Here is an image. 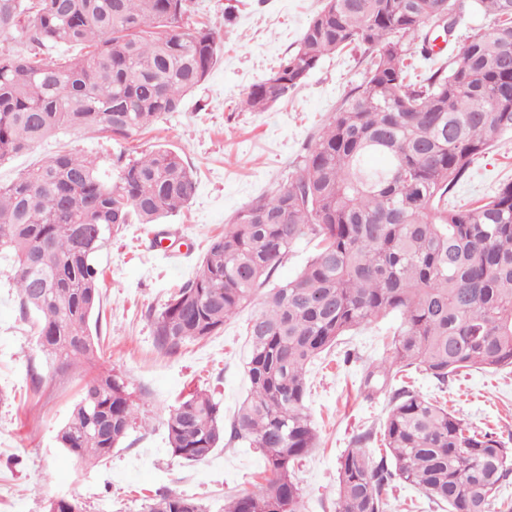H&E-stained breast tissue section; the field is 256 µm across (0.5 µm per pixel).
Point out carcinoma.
Masks as SVG:
<instances>
[{
  "label": "carcinoma",
  "instance_id": "cac0c4a2",
  "mask_svg": "<svg viewBox=\"0 0 512 512\" xmlns=\"http://www.w3.org/2000/svg\"><path fill=\"white\" fill-rule=\"evenodd\" d=\"M452 35L469 9L496 19L468 37L453 62L412 79L407 39L435 26L439 5ZM194 0H0V38L22 32L31 56L0 52V162L62 130L126 139L181 110L219 58L216 32L189 28ZM356 45L369 71L318 133L295 178L225 225L154 317L157 345L174 352L211 336L241 306L249 393L230 439L265 458L262 481L224 512H299L295 464L318 445L305 411L306 366L350 330L393 312L402 323L391 356L368 362L367 396L406 370L444 384L463 370L512 367V181L487 202L448 208V193L475 156L512 133V0H323L299 47L247 92L263 112L300 86L329 53ZM84 45L85 56L38 58L47 47ZM377 157L380 162L371 163ZM196 193L183 158L157 148L140 158L58 153L0 183V252L22 313L37 315L39 346L58 368L95 365L90 321L100 304L98 254L124 224H156ZM316 252L292 279L261 294L303 238ZM383 425L385 455L348 448L337 467V512H386L395 479L448 512H490L512 477V448L406 385ZM124 380L86 381L60 448L100 461L126 437ZM172 455L201 462L224 441V416L205 393L166 420ZM147 512H203L173 491Z\"/></svg>",
  "mask_w": 512,
  "mask_h": 512
}]
</instances>
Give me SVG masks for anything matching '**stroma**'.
<instances>
[{
  "label": "stroma",
  "instance_id": "obj_1",
  "mask_svg": "<svg viewBox=\"0 0 512 512\" xmlns=\"http://www.w3.org/2000/svg\"><path fill=\"white\" fill-rule=\"evenodd\" d=\"M321 3L195 0L190 26L218 31L221 50L208 79L185 97L181 111L117 142L94 132L65 131L0 163V183H7L63 150L112 160L125 150L161 145L179 152L197 181L194 198L179 214L155 227L123 225L98 255L102 296L95 366L62 372L40 350L34 315L19 311L12 259L0 255V512H47L61 497L78 500L83 512H146L153 498L169 490L200 501L206 512H224L227 494L249 491L263 477V456L240 442L225 444L198 463L175 457L165 427L169 412L201 390L220 402L225 421L233 420L249 391L244 327L250 308L240 309L218 333L186 343L174 354L157 346L153 319L174 289L195 276L210 238L223 233L252 200L295 177L317 131L350 88L364 80L366 56L349 47L324 57L297 90L269 110L240 109L249 88L296 50ZM493 27L492 17L465 12L434 61H424L420 45H413L415 71L445 63L472 30ZM509 181L512 133L496 137L473 160L469 177L449 193L448 205L475 207ZM397 325L391 316L362 326L311 365L305 410L318 446L296 470L301 512H336L340 455L385 421L390 391L366 396L360 376L365 362L389 356ZM33 367L46 378L38 392L30 384ZM92 369L124 379L131 425L111 458L80 465L58 447L56 434ZM410 383L512 448V369L472 371L442 386L416 373Z\"/></svg>",
  "mask_w": 512,
  "mask_h": 512
}]
</instances>
